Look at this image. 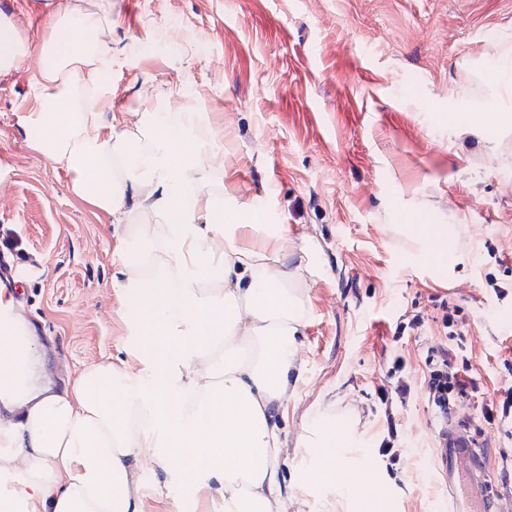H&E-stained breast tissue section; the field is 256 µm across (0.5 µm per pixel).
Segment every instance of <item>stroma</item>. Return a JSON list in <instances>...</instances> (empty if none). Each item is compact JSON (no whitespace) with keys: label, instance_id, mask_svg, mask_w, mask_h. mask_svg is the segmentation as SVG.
Listing matches in <instances>:
<instances>
[{"label":"stroma","instance_id":"obj_1","mask_svg":"<svg viewBox=\"0 0 512 512\" xmlns=\"http://www.w3.org/2000/svg\"><path fill=\"white\" fill-rule=\"evenodd\" d=\"M45 2L0 0V15L35 47ZM99 38L112 60L101 126L172 105L211 113L223 140L200 192L261 205L284 227L282 267L308 307L296 336L306 381L281 420L284 478H298L319 410L357 436L377 512H440L432 410L421 392L390 408L411 447L387 469L379 389L397 357L424 387L441 344L468 358L481 392L512 383V98L496 138L448 123L449 89L492 96L512 0H112ZM35 65L0 76V225L22 239L9 285L61 383L126 356L121 258L111 215L29 144ZM431 224L454 230L453 274L407 231ZM446 304L463 339L442 325ZM417 315L423 326L394 341Z\"/></svg>","mask_w":512,"mask_h":512}]
</instances>
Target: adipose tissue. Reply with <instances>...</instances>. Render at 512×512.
Returning <instances> with one entry per match:
<instances>
[{"label":"adipose tissue","instance_id":"obj_1","mask_svg":"<svg viewBox=\"0 0 512 512\" xmlns=\"http://www.w3.org/2000/svg\"><path fill=\"white\" fill-rule=\"evenodd\" d=\"M39 47L0 16V74L30 54L34 150L80 198L128 225L113 278L127 360L84 368L55 389L48 360L0 296V512H145V464L188 490L192 512H290L301 492L339 489L359 444L325 415L305 437L307 465L286 482L279 418L303 379L296 336L308 308L279 262L283 227L260 207L194 191L208 177L215 127L204 112H140L102 130L104 46L81 31L112 23V0H49ZM136 201L148 223L133 224Z\"/></svg>","mask_w":512,"mask_h":512}]
</instances>
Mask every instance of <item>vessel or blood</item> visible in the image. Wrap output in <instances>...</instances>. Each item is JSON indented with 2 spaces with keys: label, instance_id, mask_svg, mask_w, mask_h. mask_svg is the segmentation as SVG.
<instances>
[{
  "label": "vessel or blood",
  "instance_id": "vessel-or-blood-1",
  "mask_svg": "<svg viewBox=\"0 0 512 512\" xmlns=\"http://www.w3.org/2000/svg\"><path fill=\"white\" fill-rule=\"evenodd\" d=\"M437 470L448 485V512H494L497 488L491 482L487 454L460 419L438 426Z\"/></svg>",
  "mask_w": 512,
  "mask_h": 512
}]
</instances>
